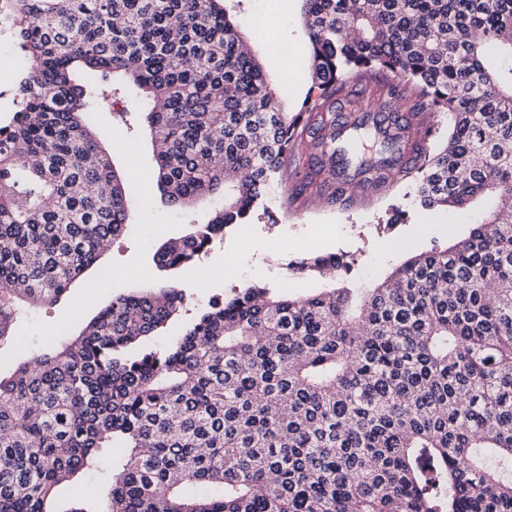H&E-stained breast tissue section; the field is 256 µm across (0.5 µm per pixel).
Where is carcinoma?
<instances>
[{"label": "carcinoma", "instance_id": "obj_1", "mask_svg": "<svg viewBox=\"0 0 512 512\" xmlns=\"http://www.w3.org/2000/svg\"><path fill=\"white\" fill-rule=\"evenodd\" d=\"M226 2L11 0L26 65L0 120V348L128 229L133 178L89 88L141 93L162 199L212 206L154 252L157 287L0 377V512H512V208L361 296L249 283L147 345L188 304L180 272L288 181L307 137L341 208L352 185L403 181L427 209L512 196V0H300L295 112ZM422 112L448 116L432 155ZM327 269L345 265H292ZM106 462L107 507L76 486L59 510L64 482Z\"/></svg>", "mask_w": 512, "mask_h": 512}]
</instances>
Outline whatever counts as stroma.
I'll use <instances>...</instances> for the list:
<instances>
[{"instance_id": "35a3bbf8", "label": "stroma", "mask_w": 512, "mask_h": 512, "mask_svg": "<svg viewBox=\"0 0 512 512\" xmlns=\"http://www.w3.org/2000/svg\"><path fill=\"white\" fill-rule=\"evenodd\" d=\"M235 19L255 53L263 51L261 33L266 28L288 44L294 55L292 64L286 69L272 65L268 74L274 85L286 88L289 106H296L308 80L306 36L297 0H242ZM121 101L127 112L123 118L112 109L109 96L98 91L91 95L92 122L107 135L106 151L117 167L125 169L134 163L140 170L134 182L137 206L130 216L131 229L102 258L115 276L108 290L100 292L90 288L95 272L87 270L59 302L30 311L18 326L21 346L0 354L2 376H9L31 350L45 347L60 334L77 331L111 301L113 293L148 282L154 274L151 256L158 245L182 235L202 213L198 205L178 212L161 203L152 177L151 144L138 124L141 99L131 92ZM287 195L286 189H274L271 215L259 213L250 223L230 228L198 265L181 273L191 293V312L246 283L264 282L297 296L330 286L329 278H304L292 272L291 262L302 256L297 248L301 241L308 242L313 251L344 255L350 265L349 286L362 290L372 287L408 253L447 243L449 231L466 235L479 217L475 209L465 216L453 209H422L413 202L412 186L405 183L356 190L353 204L345 209L327 204L311 191L304 194L301 206L289 207ZM394 207L406 211L407 221L390 228L386 219ZM228 260L236 268L231 277L224 274Z\"/></svg>"}]
</instances>
